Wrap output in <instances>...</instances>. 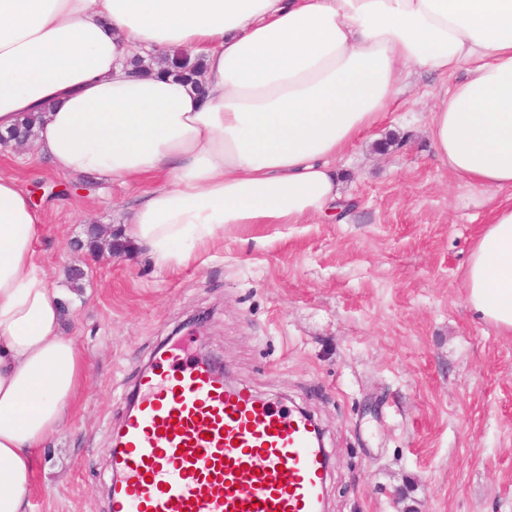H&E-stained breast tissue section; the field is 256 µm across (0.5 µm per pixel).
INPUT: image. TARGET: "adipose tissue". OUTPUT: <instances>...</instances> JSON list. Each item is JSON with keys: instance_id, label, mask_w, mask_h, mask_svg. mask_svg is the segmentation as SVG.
I'll return each instance as SVG.
<instances>
[{"instance_id": "obj_1", "label": "adipose tissue", "mask_w": 512, "mask_h": 512, "mask_svg": "<svg viewBox=\"0 0 512 512\" xmlns=\"http://www.w3.org/2000/svg\"><path fill=\"white\" fill-rule=\"evenodd\" d=\"M202 59L201 88L130 61ZM465 79L428 112L435 156L493 201L465 274L475 314L512 332V0H0V134L63 175L140 194L126 230L159 267L225 228L339 213L337 156L379 124L410 70ZM41 213L0 177V512H30L36 451L88 377L45 269Z\"/></svg>"}]
</instances>
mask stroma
<instances>
[{
    "label": "stroma",
    "instance_id": "obj_1",
    "mask_svg": "<svg viewBox=\"0 0 512 512\" xmlns=\"http://www.w3.org/2000/svg\"><path fill=\"white\" fill-rule=\"evenodd\" d=\"M410 75L393 112L336 162L344 222L228 232L159 269L140 247L104 256L64 302L90 364L69 420L39 451L32 512H112L113 437L158 351L187 344L230 384L323 430L327 512H512V334L465 300L491 218L438 162L428 109L463 79ZM0 176L36 195L50 281L80 265L91 224L120 231L138 191L83 187L35 152L0 150Z\"/></svg>",
    "mask_w": 512,
    "mask_h": 512
}]
</instances>
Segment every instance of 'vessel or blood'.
Returning <instances> with one entry per match:
<instances>
[{"instance_id":"b4317fda","label":"vessel or blood","mask_w":512,"mask_h":512,"mask_svg":"<svg viewBox=\"0 0 512 512\" xmlns=\"http://www.w3.org/2000/svg\"><path fill=\"white\" fill-rule=\"evenodd\" d=\"M113 512H325L313 425L172 361L140 383L112 453Z\"/></svg>"}]
</instances>
